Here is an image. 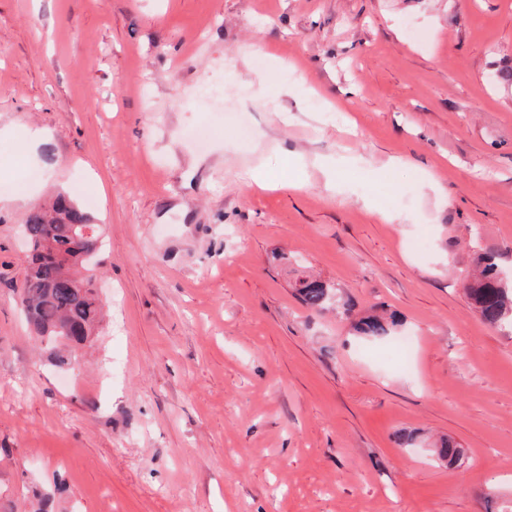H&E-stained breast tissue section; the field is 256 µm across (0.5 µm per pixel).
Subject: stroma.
Segmentation results:
<instances>
[{
  "mask_svg": "<svg viewBox=\"0 0 512 512\" xmlns=\"http://www.w3.org/2000/svg\"><path fill=\"white\" fill-rule=\"evenodd\" d=\"M507 72L512 0H0V512L512 504V328L464 290L512 281ZM57 190L102 231L72 371L16 303ZM385 312L387 359L351 323ZM302 303L312 310H323L332 301V294L321 282L304 279L297 289Z\"/></svg>",
  "mask_w": 512,
  "mask_h": 512,
  "instance_id": "obj_1",
  "label": "stroma"
}]
</instances>
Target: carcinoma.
Segmentation results:
<instances>
[{
    "label": "carcinoma",
    "mask_w": 512,
    "mask_h": 512,
    "mask_svg": "<svg viewBox=\"0 0 512 512\" xmlns=\"http://www.w3.org/2000/svg\"><path fill=\"white\" fill-rule=\"evenodd\" d=\"M24 233L33 254L21 264L22 286L18 300L28 323L43 345L48 359L59 369L69 370L76 363L75 349L91 336L100 308L96 297L76 277L73 268L81 264L80 253L90 244H101V234L89 241L82 237L86 228H97L90 217L67 194L31 209L24 220ZM480 277L467 285V292L485 323L500 326L512 322V287L499 277L492 258L480 259ZM302 303L312 310H323L332 294L321 282H299ZM397 326L393 315L367 316L353 323L355 332L369 340L386 339ZM438 460L450 465L460 459L455 443L445 439L436 448Z\"/></svg>",
    "instance_id": "1"
}]
</instances>
